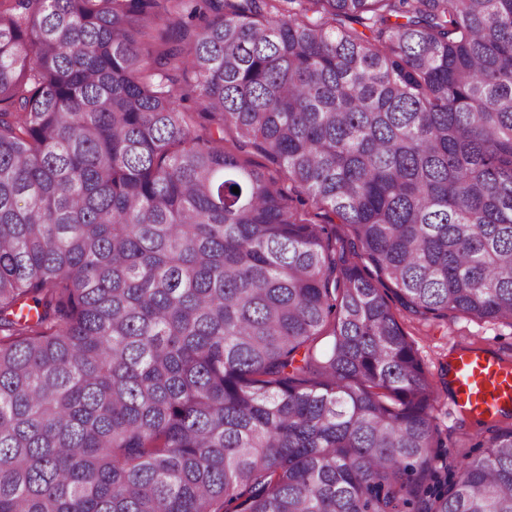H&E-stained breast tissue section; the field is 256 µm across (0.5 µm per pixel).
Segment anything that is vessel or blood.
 <instances>
[{
  "label": "vessel or blood",
  "mask_w": 512,
  "mask_h": 512,
  "mask_svg": "<svg viewBox=\"0 0 512 512\" xmlns=\"http://www.w3.org/2000/svg\"><path fill=\"white\" fill-rule=\"evenodd\" d=\"M448 378L455 403L477 419H487L501 409H512V363L501 355L479 349H462L451 359Z\"/></svg>",
  "instance_id": "1"
}]
</instances>
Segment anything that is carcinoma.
Returning <instances> with one entry per match:
<instances>
[{
	"instance_id": "1",
	"label": "carcinoma",
	"mask_w": 512,
	"mask_h": 512,
	"mask_svg": "<svg viewBox=\"0 0 512 512\" xmlns=\"http://www.w3.org/2000/svg\"><path fill=\"white\" fill-rule=\"evenodd\" d=\"M362 259L512 326V0H0V512H512ZM233 134L230 131L224 133V148L226 151L237 155L240 160L248 165L260 167L267 175L274 178L278 186L288 191L289 203L292 206L301 207L298 204L299 189H294L291 184L285 179L284 174L281 172L279 167L271 163L264 155L255 151L254 149L248 148L244 152H239L234 143ZM288 188V190H287Z\"/></svg>"
}]
</instances>
